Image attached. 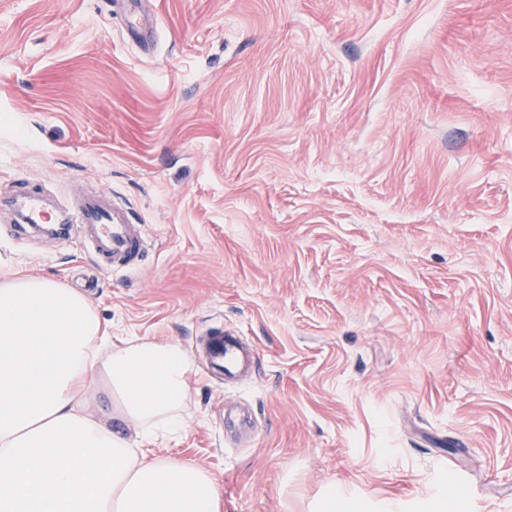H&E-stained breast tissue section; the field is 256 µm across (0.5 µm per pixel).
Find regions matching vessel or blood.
Listing matches in <instances>:
<instances>
[{"mask_svg":"<svg viewBox=\"0 0 512 512\" xmlns=\"http://www.w3.org/2000/svg\"><path fill=\"white\" fill-rule=\"evenodd\" d=\"M126 37L144 48L157 41L158 23L153 15L132 12L124 28ZM16 194L9 200L15 236L47 223L51 205L46 190L30 187L23 178L16 179ZM61 238L81 240L99 261L102 269L115 273L138 270L148 253V234L132 209L101 192L74 196L63 214ZM205 357L201 362L204 374L222 375L233 382L259 357L257 347L243 337L225 333L216 327L204 336Z\"/></svg>","mask_w":512,"mask_h":512,"instance_id":"1","label":"vessel or blood"}]
</instances>
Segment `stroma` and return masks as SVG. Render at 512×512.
<instances>
[{
	"instance_id": "35a3bbf8",
	"label": "stroma",
	"mask_w": 512,
	"mask_h": 512,
	"mask_svg": "<svg viewBox=\"0 0 512 512\" xmlns=\"http://www.w3.org/2000/svg\"><path fill=\"white\" fill-rule=\"evenodd\" d=\"M0 0V200L22 176L145 224L129 274L0 225V282L86 295L113 342L257 345L192 368L154 456L221 512H512V0ZM123 32L131 42L149 49L157 42L158 22L153 14L142 16L134 8ZM201 340L205 341V358L201 361L204 374H220L226 382L239 379L259 358L257 347L242 336L224 333L222 327H214Z\"/></svg>"
}]
</instances>
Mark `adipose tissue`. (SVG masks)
Wrapping results in <instances>:
<instances>
[{
    "mask_svg": "<svg viewBox=\"0 0 512 512\" xmlns=\"http://www.w3.org/2000/svg\"><path fill=\"white\" fill-rule=\"evenodd\" d=\"M99 332L73 289L29 276L0 284V512H220L205 469L146 450L185 425L186 351L140 339L107 350ZM94 376L135 437L85 412Z\"/></svg>",
    "mask_w": 512,
    "mask_h": 512,
    "instance_id": "ef3b65f1",
    "label": "adipose tissue"
}]
</instances>
